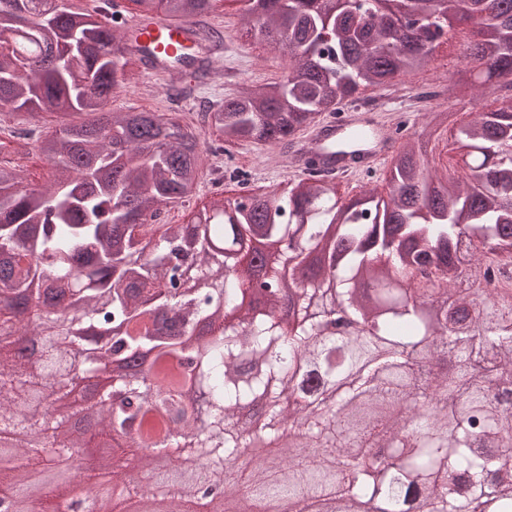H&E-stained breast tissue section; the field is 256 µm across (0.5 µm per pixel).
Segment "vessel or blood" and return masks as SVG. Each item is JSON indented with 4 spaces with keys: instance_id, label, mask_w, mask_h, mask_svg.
Wrapping results in <instances>:
<instances>
[{
    "instance_id": "vessel-or-blood-1",
    "label": "vessel or blood",
    "mask_w": 512,
    "mask_h": 512,
    "mask_svg": "<svg viewBox=\"0 0 512 512\" xmlns=\"http://www.w3.org/2000/svg\"><path fill=\"white\" fill-rule=\"evenodd\" d=\"M192 29V24L186 21L139 13L124 22L125 39L133 59L149 74L161 77L193 74V67L182 63L183 56L192 47ZM344 137L353 138L357 148L354 154L338 161L332 157L328 146ZM394 146L391 127L377 114L357 112L345 124L321 123L305 138L295 142L291 152L315 159L330 172L359 176L366 169L376 168Z\"/></svg>"
}]
</instances>
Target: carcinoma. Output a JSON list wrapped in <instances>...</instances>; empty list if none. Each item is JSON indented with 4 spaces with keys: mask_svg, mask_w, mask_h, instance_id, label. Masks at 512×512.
Listing matches in <instances>:
<instances>
[{
    "mask_svg": "<svg viewBox=\"0 0 512 512\" xmlns=\"http://www.w3.org/2000/svg\"><path fill=\"white\" fill-rule=\"evenodd\" d=\"M29 13L9 29L22 70L0 81V107L86 114L62 120L37 150L53 183L34 188L0 160V435L22 441L0 469V493L23 494L58 451L90 441L63 431L95 417L135 448L205 458L177 470L185 499H287L308 512H512V0H247L246 24L287 59L274 81L242 83L200 113L204 134L227 146L286 148L361 90H384L428 67L443 26L472 24L453 95L508 89L474 118L430 111L392 158L388 198L348 202L324 178L246 202L212 198L183 224H155L194 196L204 165L200 134L155 112H113L131 55L122 32L69 4ZM144 12L187 19L198 41L224 40L206 18L218 0H146ZM80 44V65L54 60L53 40ZM444 143L445 160L427 157ZM258 240L284 256L255 262ZM291 281L284 283V274ZM467 287L460 288V279ZM357 325L327 334L329 303ZM157 353L149 390L112 369V384L79 409L63 400L82 370ZM351 388L305 405L304 377ZM265 404L261 436L304 440L305 455L270 481L254 472L225 485L224 462L255 437L242 411ZM114 476L137 495L130 460Z\"/></svg>",
    "mask_w": 512,
    "mask_h": 512,
    "instance_id": "obj_1",
    "label": "carcinoma"
}]
</instances>
